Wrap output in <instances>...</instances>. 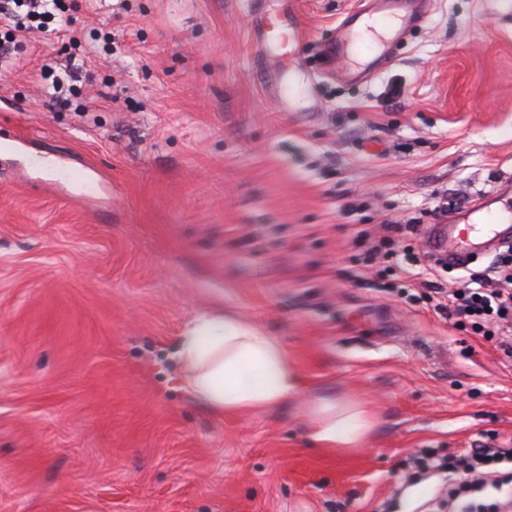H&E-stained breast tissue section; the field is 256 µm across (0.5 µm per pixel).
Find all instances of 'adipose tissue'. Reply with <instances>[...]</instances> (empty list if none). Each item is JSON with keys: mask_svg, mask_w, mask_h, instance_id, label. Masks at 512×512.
Wrapping results in <instances>:
<instances>
[{"mask_svg": "<svg viewBox=\"0 0 512 512\" xmlns=\"http://www.w3.org/2000/svg\"><path fill=\"white\" fill-rule=\"evenodd\" d=\"M187 391L218 414L257 411L288 400L300 388L295 365L280 341L258 326L217 311L199 313L177 350ZM315 442L360 447L373 420L351 404L315 406Z\"/></svg>", "mask_w": 512, "mask_h": 512, "instance_id": "ef3b65f1", "label": "adipose tissue"}]
</instances>
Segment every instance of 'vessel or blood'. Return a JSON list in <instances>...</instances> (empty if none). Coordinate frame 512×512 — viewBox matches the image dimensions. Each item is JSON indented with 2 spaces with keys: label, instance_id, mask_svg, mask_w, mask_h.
<instances>
[{
  "label": "vessel or blood",
  "instance_id": "1",
  "mask_svg": "<svg viewBox=\"0 0 512 512\" xmlns=\"http://www.w3.org/2000/svg\"><path fill=\"white\" fill-rule=\"evenodd\" d=\"M421 0H369L364 11L347 13L332 35L320 45L325 67L336 71L346 81H353L392 64L395 50L407 31L420 25L422 15L418 9ZM258 40L264 49L273 46V32H281L298 39L301 31L292 20L291 13H258L252 19ZM312 88L308 85L280 80L276 93L281 111H289L295 99L308 98ZM512 192V177L498 182L491 190L477 194L473 210L483 213L484 221L470 225V214L455 212L445 224L442 255L453 267H465L478 255L494 246L507 234L498 222L496 205L503 194Z\"/></svg>",
  "mask_w": 512,
  "mask_h": 512
}]
</instances>
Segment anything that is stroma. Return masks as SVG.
<instances>
[{
  "mask_svg": "<svg viewBox=\"0 0 512 512\" xmlns=\"http://www.w3.org/2000/svg\"><path fill=\"white\" fill-rule=\"evenodd\" d=\"M363 0H293L303 32L260 49L280 0H72L69 33L0 67V512H414L418 451L512 440V356L368 288L358 232L438 223L512 175V0H429L398 59L346 84L316 41ZM77 56L96 112L48 107ZM289 74L314 102L276 107ZM213 310L275 336L301 388L219 415L175 352ZM366 409L357 449L310 437L314 403ZM43 78L45 81L52 78V83L46 86V90L52 98L63 104H68L70 102L68 95L73 96L74 91L76 90L73 84L68 85L66 83V78L55 75V69L48 64L43 67ZM50 89H52V93L49 92Z\"/></svg>",
  "mask_w": 512,
  "mask_h": 512,
  "instance_id": "1",
  "label": "stroma"
}]
</instances>
